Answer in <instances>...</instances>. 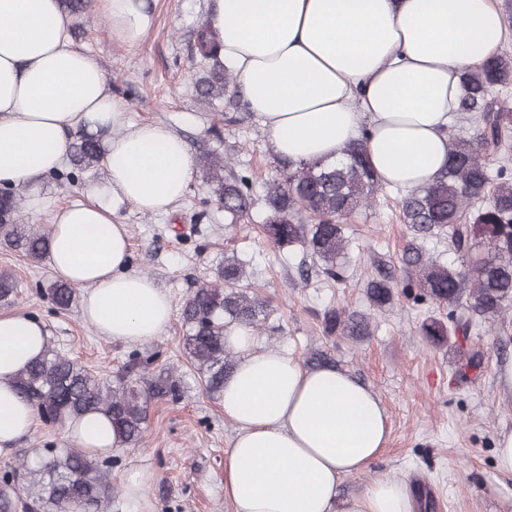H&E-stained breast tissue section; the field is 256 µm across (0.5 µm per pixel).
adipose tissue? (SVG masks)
I'll return each mask as SVG.
<instances>
[{"label":"adipose tissue","mask_w":512,"mask_h":512,"mask_svg":"<svg viewBox=\"0 0 512 512\" xmlns=\"http://www.w3.org/2000/svg\"><path fill=\"white\" fill-rule=\"evenodd\" d=\"M119 43L152 24L141 0H101ZM208 21L250 112L288 162L341 158L364 141L381 184L409 192L448 164L462 71L498 54L505 39L492 0H212ZM60 0H0V185L38 187L58 170L69 131H112L103 181L52 214L49 263L82 287V319L138 345L173 319L169 294L130 266L118 207L164 213L187 191V143L160 122L131 123L100 65L67 38ZM47 341L44 324L0 314V450L38 423L14 379ZM238 363L220 405L237 434L224 457L233 512H413L406 479L387 474L340 498L389 438L379 395L351 373L305 368L253 332L229 329ZM75 447L106 454L120 442L90 413L65 425Z\"/></svg>","instance_id":"obj_1"}]
</instances>
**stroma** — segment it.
<instances>
[{"instance_id":"obj_1","label":"stroma","mask_w":512,"mask_h":512,"mask_svg":"<svg viewBox=\"0 0 512 512\" xmlns=\"http://www.w3.org/2000/svg\"><path fill=\"white\" fill-rule=\"evenodd\" d=\"M143 3L153 25L136 46L112 37L99 0L72 18L69 29L73 45L89 52L103 69L128 120L167 124L187 142L194 162L189 187L168 214H146L130 205L120 208V221L130 231L133 269L153 277L178 309L194 289L213 280L224 257L246 261L259 295L270 303L267 325L257 335L260 347L286 349L304 364L313 353H327L334 365L379 394L389 413L387 446L364 474L344 480L342 496L395 473L427 487L434 512H512V474L498 469L495 454L499 433L512 430V397L498 379L501 365L512 362V310L505 316V328L485 324L474 336V345L485 353V367L464 378L455 373L460 353L434 346L420 333L424 319L447 317V309L402 298L372 311L367 279L378 264L399 267L411 241L400 219V195L387 188L375 195L371 207L348 221L351 266L345 283L316 276L302 282L297 273L302 251L278 249L260 231L266 220V184L278 174L267 133L248 112L242 121L225 122L229 104L204 100L194 91L200 74L196 35L208 15L209 0ZM213 126L219 127L220 136L210 134ZM211 150L223 153L252 178L256 202L243 225L229 227L204 181L200 161ZM90 182L83 176L63 187L45 176L39 207L30 204L28 188H21L26 223L49 230L53 208L79 197ZM1 269L19 281L13 311L41 319L52 347L111 379L135 356L147 361V374L167 372L181 381L179 399L150 404L145 447L113 449L112 502L106 512H232L224 497V456L237 430L218 401L204 394L184 353L180 319H173L149 343L128 345L100 336L82 320L78 307L60 312L39 296V289L56 280L48 263L0 247ZM328 306L372 312L374 336L364 341L326 336L320 315ZM70 445L64 426H38L13 448L0 451V469L35 458L42 448ZM134 467L152 475L141 505L124 491L123 476Z\"/></svg>"}]
</instances>
